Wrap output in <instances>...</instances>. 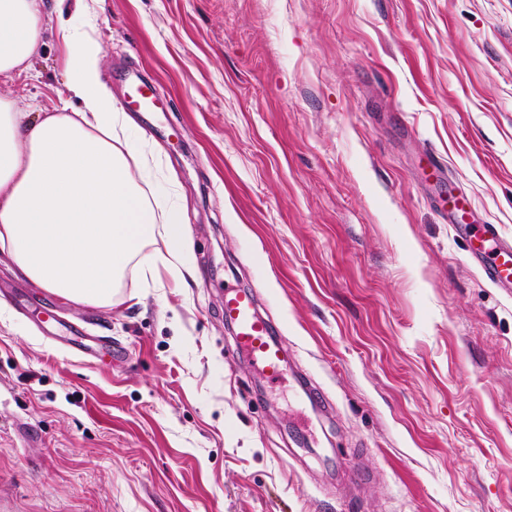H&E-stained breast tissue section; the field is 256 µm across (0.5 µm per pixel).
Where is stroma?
I'll list each match as a JSON object with an SVG mask.
<instances>
[{
  "label": "stroma",
  "instance_id": "1",
  "mask_svg": "<svg viewBox=\"0 0 512 512\" xmlns=\"http://www.w3.org/2000/svg\"><path fill=\"white\" fill-rule=\"evenodd\" d=\"M85 4L115 99L168 103L132 134L193 271L95 306L0 250V512H512V292L442 209L466 194L512 240V0ZM66 55L48 34L0 90L77 109ZM229 285L279 376L227 360ZM127 96V104L135 112H155L159 108V99L150 84L132 83Z\"/></svg>",
  "mask_w": 512,
  "mask_h": 512
}]
</instances>
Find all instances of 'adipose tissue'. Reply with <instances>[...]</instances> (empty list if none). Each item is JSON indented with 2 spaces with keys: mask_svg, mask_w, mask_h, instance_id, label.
<instances>
[{
  "mask_svg": "<svg viewBox=\"0 0 512 512\" xmlns=\"http://www.w3.org/2000/svg\"><path fill=\"white\" fill-rule=\"evenodd\" d=\"M82 2H73L65 60L80 109L30 114L0 94V248L53 294L107 304L130 267L176 277L192 255L181 203L158 205L145 190L148 160L102 78L101 46L79 23ZM44 9L45 0H0V84L36 59Z\"/></svg>",
  "mask_w": 512,
  "mask_h": 512,
  "instance_id": "obj_1",
  "label": "adipose tissue"
}]
</instances>
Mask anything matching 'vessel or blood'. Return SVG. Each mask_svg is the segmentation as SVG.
Wrapping results in <instances>:
<instances>
[{"label": "vessel or blood", "instance_id": "1", "mask_svg": "<svg viewBox=\"0 0 512 512\" xmlns=\"http://www.w3.org/2000/svg\"><path fill=\"white\" fill-rule=\"evenodd\" d=\"M127 104L137 112H153L159 107V99L150 84L140 82L131 84ZM466 214L465 200L457 199L448 211V220L468 242L471 261L482 268L491 283L512 288V241L503 238L496 225L467 223ZM224 317L235 327L236 350L246 352L269 376H278L284 358L274 339L276 328L258 315L254 293L225 289Z\"/></svg>", "mask_w": 512, "mask_h": 512}]
</instances>
